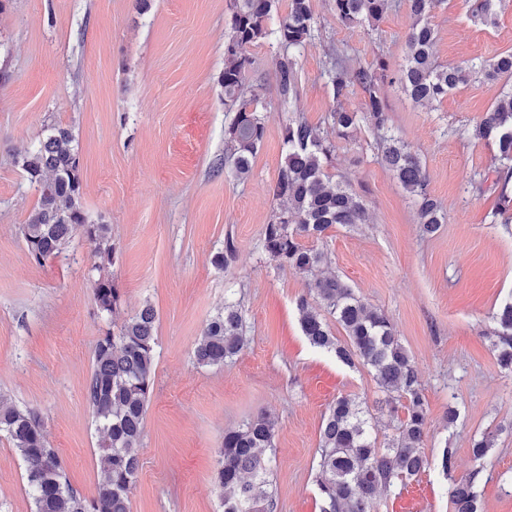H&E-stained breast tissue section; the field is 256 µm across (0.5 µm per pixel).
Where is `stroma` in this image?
Returning a JSON list of instances; mask_svg holds the SVG:
<instances>
[{
	"label": "stroma",
	"mask_w": 512,
	"mask_h": 512,
	"mask_svg": "<svg viewBox=\"0 0 512 512\" xmlns=\"http://www.w3.org/2000/svg\"><path fill=\"white\" fill-rule=\"evenodd\" d=\"M472 4L441 0L434 9L437 64L512 53V0L498 6L493 26L475 22ZM311 5L314 37L297 58L290 96L276 75L277 43L250 50L247 91L267 120L241 181L218 165L232 118L221 74L234 0H151L141 15L132 0H8L0 11V395L38 412L71 486L93 497L101 473L85 386L94 347L151 304L156 373L131 512H224L214 487L217 450L226 430L261 412L277 423L266 476L275 512H320L315 476L330 404L342 396L360 404L381 446L405 410L378 409L370 367L346 366L309 345L296 308L308 279L271 263L261 239L285 157L284 121L325 127L334 106L326 66L336 58L355 69L381 57L388 124L421 158L446 221L422 234L417 206L383 165L368 126L335 140L327 174L350 184L368 221L332 227L314 242L325 255L319 272L339 276L389 317L428 411L426 469L382 492L375 512H453V478L473 479L480 512H512V373L496 363L489 318L512 295V208L496 216L498 149L472 136L506 82L476 75L442 99L414 104L396 81L412 22L406 0L357 26L338 24L329 0ZM55 122L75 135L89 221L108 224L121 248L108 273L123 303L106 319L93 295L97 258L83 238L38 264L20 234L38 191L16 156ZM229 241L233 257L216 266L213 256ZM228 299L240 304L247 343L224 365L200 366L193 352L202 329ZM452 406L459 417L451 424ZM493 430L494 450L475 462L472 438ZM448 443L457 450L450 479L439 466ZM24 476L20 455L0 437V512H33Z\"/></svg>",
	"instance_id": "35a3bbf8"
}]
</instances>
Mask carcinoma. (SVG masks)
<instances>
[{
	"mask_svg": "<svg viewBox=\"0 0 512 512\" xmlns=\"http://www.w3.org/2000/svg\"><path fill=\"white\" fill-rule=\"evenodd\" d=\"M336 21L363 25L380 20L389 0H330ZM498 0H475L474 14L486 25L496 24ZM413 18L405 35V64L400 83L416 104L436 101L468 81L479 70L488 80L512 78V53L479 60L470 66H441L433 59L437 31L432 10L438 0H407ZM277 0H235L231 35L224 44V102L234 113L224 128V163L240 180L247 179L266 133L265 116L257 98L246 95L252 64L249 49L274 37L282 56L277 61L279 83L287 95L297 81L296 52L314 36L311 0H289L288 10L274 29L268 20ZM333 90L336 107L329 113L328 130L321 132L301 120L288 119L282 127L284 164L273 189L279 208L265 225L262 249L281 268L311 274L324 255L301 243L303 238H321L336 224L353 226L366 222L362 201L346 184H327L325 171L333 144L328 135L346 139L365 123L382 145L381 160L400 187L416 200L419 224L424 232H436L445 215L427 191L422 160L388 127L381 86L387 78V63L377 59L371 67L349 69L333 62L324 72ZM361 89L359 107L345 105L353 87ZM473 138L497 145L502 174L500 200L512 202V90L506 91L485 113L472 131ZM26 179L39 192L20 232L29 256L38 263L59 256L76 234L94 247L99 262L93 270L94 300L101 315H111L122 302L120 288L104 275L115 264L119 247L106 224L88 221L82 207L79 159L72 128L61 123L47 127L39 142L16 158ZM299 322L309 344L335 354L346 365L357 362L375 371L379 388L391 405L406 400L405 417L398 435L380 448L366 429V419L354 401L340 397L329 407L321 432L319 473L321 512H373L380 490L421 472L428 464L421 448L427 433L426 402L418 371L405 347L395 336L384 312L355 295L336 276L316 278L297 301ZM344 329L340 341L326 316ZM496 322L493 352L500 368L512 372V298L493 314ZM157 313L143 305L130 315L118 332H108L96 343L92 369L86 385V400L99 434L97 456L102 479L97 493L88 499L69 483L58 451L51 447L39 414L20 409L0 398V434L4 435L26 463L25 479L34 512H130V492L139 471L135 448L140 444L149 398L154 389ZM245 345L243 319L233 302L209 320L195 351L202 366H222ZM276 421L261 413L241 427L224 432L215 483L224 512H273L270 496L261 490L273 452ZM496 433L489 431L471 443V452L481 460L493 449ZM456 449H442L440 467L451 479L448 488L453 512H479L474 480L452 479Z\"/></svg>",
	"mask_w": 512,
	"mask_h": 512,
	"instance_id": "carcinoma-1",
	"label": "carcinoma"
}]
</instances>
